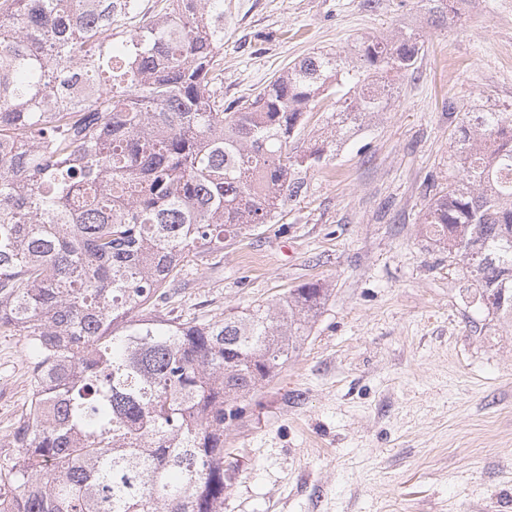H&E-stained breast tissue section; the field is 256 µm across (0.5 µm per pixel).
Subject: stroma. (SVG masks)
I'll list each match as a JSON object with an SVG mask.
<instances>
[{"mask_svg": "<svg viewBox=\"0 0 512 512\" xmlns=\"http://www.w3.org/2000/svg\"><path fill=\"white\" fill-rule=\"evenodd\" d=\"M379 3L224 0L228 103L359 36L411 27L427 45L283 221L198 253L156 308L215 321L328 290L299 353L224 434V512H512V328L422 229L462 111L512 104V0H461L447 25L420 0ZM30 399L24 340L0 335V440Z\"/></svg>", "mask_w": 512, "mask_h": 512, "instance_id": "stroma-1", "label": "stroma"}]
</instances>
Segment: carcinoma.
I'll return each mask as SVG.
<instances>
[{
    "mask_svg": "<svg viewBox=\"0 0 512 512\" xmlns=\"http://www.w3.org/2000/svg\"><path fill=\"white\" fill-rule=\"evenodd\" d=\"M422 2L458 18L455 0ZM223 48L224 0H0V333L32 365L0 441V512H224L239 399L325 304L308 283L213 322L155 313L199 250L279 223L334 159L301 144L316 103L335 98L350 136L387 108L374 82L414 74L425 41L361 37L227 105ZM454 151L425 235L512 325V113H462Z\"/></svg>",
    "mask_w": 512,
    "mask_h": 512,
    "instance_id": "1",
    "label": "carcinoma"
}]
</instances>
